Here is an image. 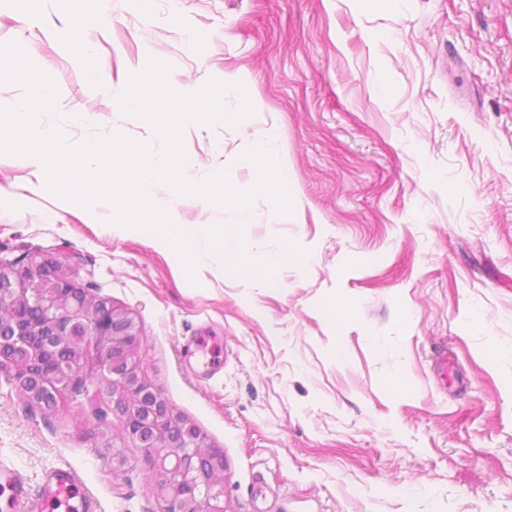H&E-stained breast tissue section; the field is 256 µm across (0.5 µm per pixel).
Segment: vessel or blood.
I'll return each instance as SVG.
<instances>
[{
  "label": "vessel or blood",
  "instance_id": "vessel-or-blood-1",
  "mask_svg": "<svg viewBox=\"0 0 512 512\" xmlns=\"http://www.w3.org/2000/svg\"><path fill=\"white\" fill-rule=\"evenodd\" d=\"M0 487L9 492L8 512H95L81 476L68 468L48 473L35 489L18 471L0 470Z\"/></svg>",
  "mask_w": 512,
  "mask_h": 512
}]
</instances>
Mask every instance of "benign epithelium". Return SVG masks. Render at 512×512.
I'll list each match as a JSON object with an SVG mask.
<instances>
[{"instance_id": "benign-epithelium-1", "label": "benign epithelium", "mask_w": 512, "mask_h": 512, "mask_svg": "<svg viewBox=\"0 0 512 512\" xmlns=\"http://www.w3.org/2000/svg\"><path fill=\"white\" fill-rule=\"evenodd\" d=\"M36 307L42 314L33 316ZM6 325L14 338H0V371L30 403L53 408L82 386L105 403L118 439L140 449L164 512H227L224 450L174 412L145 372L143 334L131 312L85 290L54 256L34 249L0 263V329ZM62 348L76 352L65 364L53 358Z\"/></svg>"}]
</instances>
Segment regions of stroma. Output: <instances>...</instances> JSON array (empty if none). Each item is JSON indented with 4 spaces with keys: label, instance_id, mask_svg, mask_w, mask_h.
Listing matches in <instances>:
<instances>
[{
    "label": "stroma",
    "instance_id": "stroma-1",
    "mask_svg": "<svg viewBox=\"0 0 512 512\" xmlns=\"http://www.w3.org/2000/svg\"><path fill=\"white\" fill-rule=\"evenodd\" d=\"M134 2L82 0L109 20L73 40L62 0H0V45L56 89L38 128L72 144L121 135L156 159L162 140L118 101L130 76L156 60L172 88L221 82L226 111L253 112L184 125L195 182L253 191L242 135L272 130L290 213L263 193L240 213L164 183L157 206L311 261L274 288L215 264L186 272L111 202L64 199L13 155L0 156V260L49 252L133 314L149 377L224 451L228 512H512V355L486 359L512 345V0ZM112 434L84 400L33 406L0 372V468L35 488L67 467L96 512H163L139 449L113 450Z\"/></svg>",
    "mask_w": 512,
    "mask_h": 512
}]
</instances>
